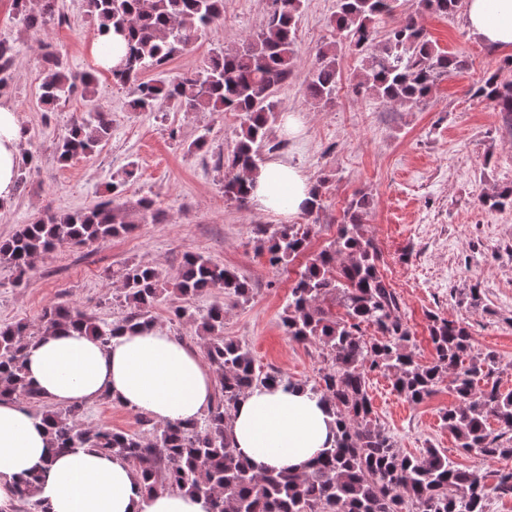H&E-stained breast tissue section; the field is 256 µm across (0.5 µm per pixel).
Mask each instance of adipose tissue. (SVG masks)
<instances>
[{
    "mask_svg": "<svg viewBox=\"0 0 512 512\" xmlns=\"http://www.w3.org/2000/svg\"><path fill=\"white\" fill-rule=\"evenodd\" d=\"M466 27L477 41L512 51V0H466ZM22 123L0 102V203L15 193ZM307 174L285 160L261 168L251 183L253 207L298 214L311 201ZM27 379L42 399L86 404L101 398L165 425L196 420L211 407L216 374L196 349L152 326L101 344L70 328L29 347ZM336 426L318 396L301 388L255 387L240 400L230 437L254 472L305 471L334 441ZM42 468L38 499L50 512H209L208 502L180 491L145 494L121 457L95 448L50 454L43 422L17 401H0V512H11L16 484Z\"/></svg>",
    "mask_w": 512,
    "mask_h": 512,
    "instance_id": "1",
    "label": "adipose tissue"
}]
</instances>
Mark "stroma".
<instances>
[{"label": "stroma", "mask_w": 512, "mask_h": 512, "mask_svg": "<svg viewBox=\"0 0 512 512\" xmlns=\"http://www.w3.org/2000/svg\"><path fill=\"white\" fill-rule=\"evenodd\" d=\"M60 21L44 32L24 30L13 0H0V39L14 43L12 81L0 98L18 112L31 134L26 152L37 158L25 191L0 205V242L39 213L84 212L109 195L112 182L124 183L123 208L134 212L139 199L151 198L157 222L135 225L129 233L87 247L64 245L36 261L21 286L0 264V327L19 322L37 326L43 310L65 303L97 319L122 317L112 299L125 264L150 262L173 278L185 255L200 254L238 272L250 285L247 301L233 302L223 291L199 297L164 294L153 309L157 326L203 349L193 328L171 320V309L199 312L223 302L224 335L248 345L257 363L293 380L315 381L323 367L316 343L288 337L282 315L291 284L304 263L274 267L258 249L254 230L278 223V216L253 206L241 207L224 196V158L235 143L240 118L232 112H133V85L113 84L96 69L90 48L95 28L84 0H58ZM336 0H304L296 33L292 75L277 92L281 114L301 117L295 138L270 135L276 157L301 168L321 184L322 202L314 213L292 216L295 224L318 228L309 247L318 252L336 233L353 195L365 193L364 222L380 250V271L401 300L411 333L409 350L422 364L432 361L430 315L465 320L475 352L496 357L493 379L512 391V209H492L483 194L512 183V134L501 127L498 112L473 98L470 90L504 55L474 40L463 14L423 16L430 38L443 50L464 56L467 65L443 79L423 105L398 106L351 86L361 59L339 48L341 84L333 105L319 108L305 94L317 49L336 40ZM268 9L265 0H224V16L193 45L151 78L198 69L215 50H232L258 31ZM51 44L75 72L95 71L97 101L112 115V137L91 155L59 163L55 145L88 110L79 95L54 107L39 100L44 73L41 43ZM206 137L203 150L188 146ZM368 394L377 424L401 450L420 455L428 448L448 451L460 468L478 472L488 484L512 470V458H485L457 449L442 422L456 400L450 384L422 402L399 395L391 376L372 374ZM81 421L116 431H141L139 412L103 398L82 405Z\"/></svg>", "instance_id": "35a3bbf8"}]
</instances>
